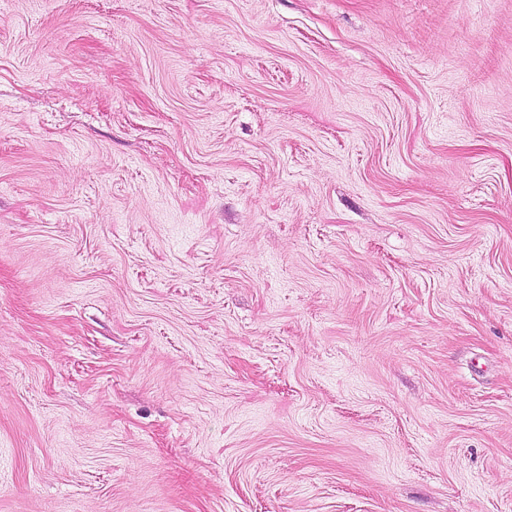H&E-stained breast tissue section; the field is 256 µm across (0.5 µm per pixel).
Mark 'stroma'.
Segmentation results:
<instances>
[{"instance_id": "35a3bbf8", "label": "stroma", "mask_w": 512, "mask_h": 512, "mask_svg": "<svg viewBox=\"0 0 512 512\" xmlns=\"http://www.w3.org/2000/svg\"><path fill=\"white\" fill-rule=\"evenodd\" d=\"M0 512H512V0H0Z\"/></svg>"}]
</instances>
